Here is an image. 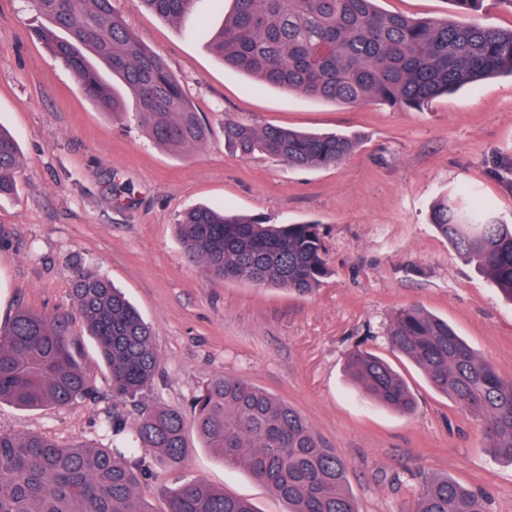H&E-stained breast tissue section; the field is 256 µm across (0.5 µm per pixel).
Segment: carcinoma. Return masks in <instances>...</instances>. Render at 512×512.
<instances>
[{
  "mask_svg": "<svg viewBox=\"0 0 512 512\" xmlns=\"http://www.w3.org/2000/svg\"><path fill=\"white\" fill-rule=\"evenodd\" d=\"M196 0H134L176 20ZM210 44L225 64L269 84L346 105L382 102L416 109L493 75L512 77V29L474 21L415 20L385 13L377 0H232ZM38 30L84 95L112 116L133 105L152 140L180 152L208 129L162 58L143 46L114 0H31ZM123 86L116 92L102 75ZM224 144L239 154L276 158L296 169L337 165L358 148L344 134L261 129L224 117ZM14 137L0 126V198L17 191ZM431 223L463 258L476 262L512 301V224L474 201L446 199ZM177 233L187 260L209 276L261 288L311 294L328 275L317 225L267 224L199 206L183 213ZM72 296L112 380V415L104 425L117 443L62 444L37 433L0 431V512H153L140 496L151 472L147 453L180 468L192 426L224 464L245 471L288 504V512H358L347 464L294 408L233 377L217 376L194 396L191 418L143 401L160 367L148 323L112 282L93 269L75 277ZM393 351L413 361L431 386L483 424L488 452L512 463V378L505 379L448 324L415 306L386 326ZM350 377L378 403L416 410L412 392L382 357L359 347L345 359ZM92 394L62 326L29 309L0 329V403L28 410L67 405ZM165 512H257L191 477L165 493ZM406 512H487L485 501L446 476L424 479Z\"/></svg>",
  "mask_w": 512,
  "mask_h": 512,
  "instance_id": "obj_1",
  "label": "carcinoma"
}]
</instances>
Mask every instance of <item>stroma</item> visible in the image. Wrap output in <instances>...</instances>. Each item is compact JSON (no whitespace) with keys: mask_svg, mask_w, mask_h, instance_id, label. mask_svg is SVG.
<instances>
[{"mask_svg":"<svg viewBox=\"0 0 512 512\" xmlns=\"http://www.w3.org/2000/svg\"><path fill=\"white\" fill-rule=\"evenodd\" d=\"M115 6L181 82L208 136L184 155L153 143L135 120L99 111L38 39L42 20L28 0H0V124L20 148L18 191L0 199V328L21 308L62 320L98 393L37 411L2 402L0 431L111 447L100 428L112 411L110 374L71 296L76 272L93 268L152 327L161 364L146 401L185 411L211 378H240L286 401L335 448L359 512H406L433 474L485 495L489 512H512V463L487 451L482 423L437 393L384 334L397 308L421 307L512 378V304L429 221L440 199L465 189L512 218V78H488L419 109L338 104L258 85L224 65L208 43L231 0H196L173 21L131 0ZM228 115L258 128L345 132L360 146L316 169L243 158L224 145ZM198 204L269 224H318L328 276L296 296L204 275L175 234L182 212ZM358 346L403 376L414 415L351 382L345 358ZM188 445L182 468L152 466L142 496L154 512L186 476L259 512H287L196 431Z\"/></svg>","mask_w":512,"mask_h":512,"instance_id":"obj_1","label":"stroma"}]
</instances>
